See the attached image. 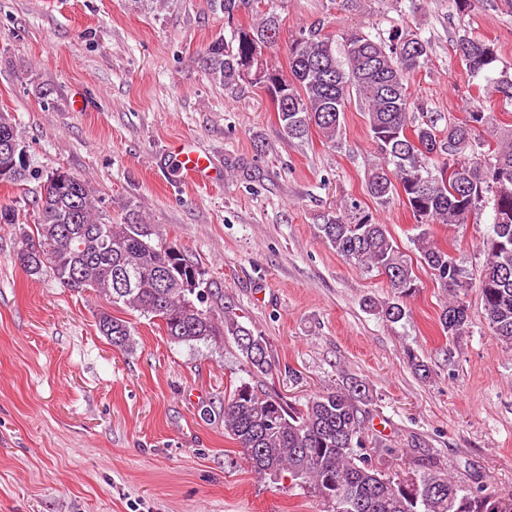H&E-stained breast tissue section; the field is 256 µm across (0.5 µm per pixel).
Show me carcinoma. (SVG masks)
<instances>
[{
    "mask_svg": "<svg viewBox=\"0 0 512 512\" xmlns=\"http://www.w3.org/2000/svg\"><path fill=\"white\" fill-rule=\"evenodd\" d=\"M261 0H218L228 22L238 11ZM281 21L265 13L255 24H239L230 38L212 39L195 58L196 67L215 87L245 81L254 45L278 42ZM456 52L473 77L493 84L499 99L512 104V78L490 77L497 62L493 43L462 34ZM431 41L403 31L388 39L361 30L324 36L317 25L303 27L288 45V72L265 64L262 85L278 98L277 118L285 136L302 140L316 131L336 145L345 127V112L356 95L365 112L377 155L365 184L380 208L402 201L415 220L411 238L419 262L449 294L438 322L448 336L470 324L469 306L461 295L479 289L485 318L493 335L512 348V131L495 139L491 148L480 129L495 121L491 101L474 99L461 122L438 125L424 103L409 92L413 78L428 69ZM23 149L16 126L0 111V184L19 185L33 176L30 163L20 161L7 145ZM491 198L492 222L483 243L487 259L478 283L470 271L434 239L433 224L478 221ZM33 227L23 237L19 262L32 275L51 273L76 291L93 290L104 297L97 327L112 346L132 350L134 328L112 309L157 317L165 335L177 344H216L229 337L249 372L256 378L273 375L265 337L254 334L233 305L221 313L207 306L212 288L198 297L193 280L203 272L187 254L172 265L177 246L152 239L151 225L131 211L119 223L105 222L88 182L57 170L47 178L35 202ZM323 242L353 265L385 275L393 296L368 297L366 309L379 319L398 323L409 316L404 299L419 288L413 259L405 254L387 225L354 196L340 209L323 215L317 225ZM171 266L167 287L159 271ZM374 398L357 378L301 403L248 382L235 386L224 400V436L242 449L243 459L259 475L291 478L308 485L325 512H512V494L488 490L482 477L465 487L441 459L430 453L412 455L369 438ZM404 465L390 474L381 465Z\"/></svg>",
    "mask_w": 512,
    "mask_h": 512,
    "instance_id": "carcinoma-1",
    "label": "carcinoma"
}]
</instances>
